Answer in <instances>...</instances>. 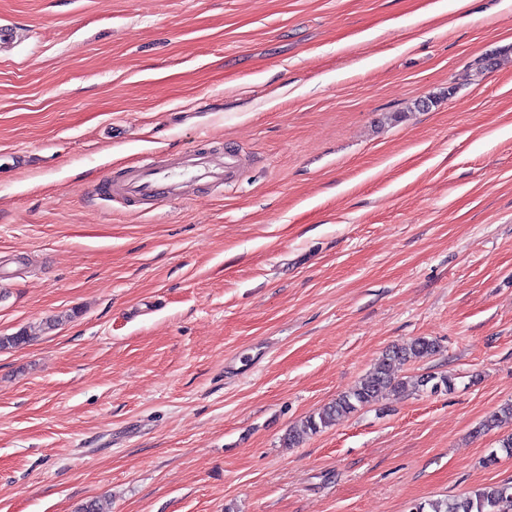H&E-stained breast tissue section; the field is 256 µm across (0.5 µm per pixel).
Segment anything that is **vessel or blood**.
I'll use <instances>...</instances> for the list:
<instances>
[{
  "instance_id": "obj_1",
  "label": "vessel or blood",
  "mask_w": 512,
  "mask_h": 512,
  "mask_svg": "<svg viewBox=\"0 0 512 512\" xmlns=\"http://www.w3.org/2000/svg\"><path fill=\"white\" fill-rule=\"evenodd\" d=\"M238 163L235 155H214L196 145L173 154L167 161L149 159L120 178L105 179L98 192L120 204L130 200L152 204L183 200L191 186L225 182Z\"/></svg>"
}]
</instances>
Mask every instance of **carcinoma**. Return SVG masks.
I'll list each match as a JSON object with an SVG mask.
<instances>
[{
    "label": "carcinoma",
    "instance_id": "1",
    "mask_svg": "<svg viewBox=\"0 0 512 512\" xmlns=\"http://www.w3.org/2000/svg\"><path fill=\"white\" fill-rule=\"evenodd\" d=\"M35 339V334L24 329L11 336H0V350L17 348ZM438 343L427 337H417L405 344L394 346L382 356L373 370L360 384L349 392L336 397L299 424L290 427L285 444L294 448L306 436L313 435L329 427L336 417L343 413H353L370 407L388 391L430 390L450 391L454 383L446 375H420L409 380L396 377L390 368L397 362L416 361L428 358L438 352ZM415 512H512V483L489 485L451 500H433L420 503Z\"/></svg>",
    "mask_w": 512,
    "mask_h": 512
}]
</instances>
